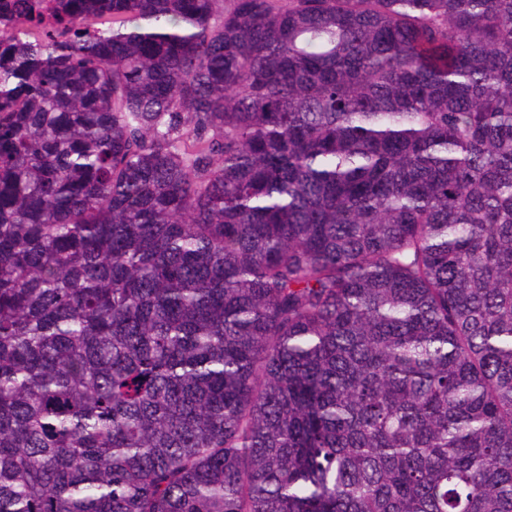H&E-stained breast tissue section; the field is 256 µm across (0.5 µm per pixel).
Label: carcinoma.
Here are the masks:
<instances>
[{"label":"carcinoma","mask_w":512,"mask_h":512,"mask_svg":"<svg viewBox=\"0 0 512 512\" xmlns=\"http://www.w3.org/2000/svg\"><path fill=\"white\" fill-rule=\"evenodd\" d=\"M0 512H512V0H0Z\"/></svg>","instance_id":"obj_1"}]
</instances>
